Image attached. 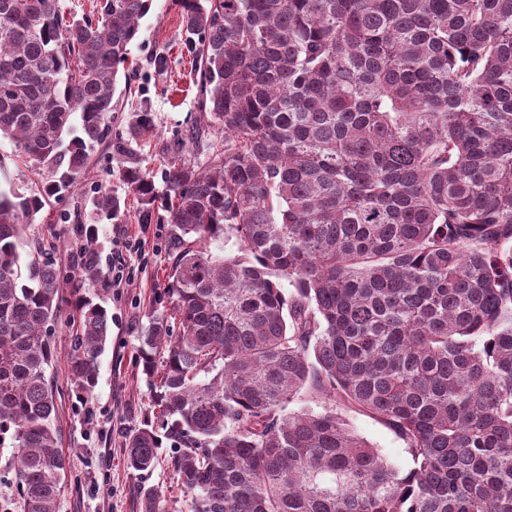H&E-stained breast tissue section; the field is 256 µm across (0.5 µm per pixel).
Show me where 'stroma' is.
Returning a JSON list of instances; mask_svg holds the SVG:
<instances>
[{
  "mask_svg": "<svg viewBox=\"0 0 512 512\" xmlns=\"http://www.w3.org/2000/svg\"><path fill=\"white\" fill-rule=\"evenodd\" d=\"M165 55L167 66L156 71L154 59ZM129 60L138 72L119 96L120 110L112 121V140L124 137L128 118L140 99H148L153 125L140 140L128 142L127 151L142 165L160 173L174 155L183 130L199 119L195 63L184 46L181 8L175 0H152L140 21L138 39ZM120 160L111 143L96 146L87 171L76 185L50 197L27 229L30 243L55 260L66 275H74L72 256L79 249L78 228L95 227L98 249L93 256L103 277L84 282L83 297L105 307L112 317L111 334L99 358L97 384L87 401H78L70 382L69 362L76 312L64 307L52 338L53 358L47 369L56 386L57 427L60 446L70 459L65 489L56 512H139L140 487L169 492L172 474L162 459L146 476L131 474L124 463L125 435L153 411L147 386L137 369L138 336L148 323L154 295L165 284L164 267L172 246L170 225L160 213L143 218L135 197L127 196L116 177ZM44 179L42 167L19 157L14 145L0 140V190L29 194ZM100 189L126 196L128 220L123 224L94 222L92 200ZM133 235L143 240L141 256L131 257L134 276L121 288L112 286V248L117 237ZM351 428L388 461L409 467L410 460L394 433L375 418L350 413Z\"/></svg>",
  "mask_w": 512,
  "mask_h": 512,
  "instance_id": "stroma-1",
  "label": "stroma"
}]
</instances>
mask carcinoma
<instances>
[{
	"label": "carcinoma",
	"instance_id": "obj_1",
	"mask_svg": "<svg viewBox=\"0 0 512 512\" xmlns=\"http://www.w3.org/2000/svg\"><path fill=\"white\" fill-rule=\"evenodd\" d=\"M151 2L66 21L59 0H0V138L56 172L0 192V447L21 512H55L69 466L46 375L66 281L25 225L109 135ZM177 3L208 114L182 147L208 152L169 163L161 195L117 146L118 179L174 228L137 347L158 413L127 434V469L170 441L188 512H512V0ZM151 126L143 106L127 135ZM93 207L127 219L109 191ZM79 310L85 397L112 318ZM167 502L140 490L141 512ZM347 421L351 428L377 448L385 459L403 468L410 466L409 457L404 452L402 443L381 422L369 415L354 412L347 415Z\"/></svg>",
	"mask_w": 512,
	"mask_h": 512
}]
</instances>
